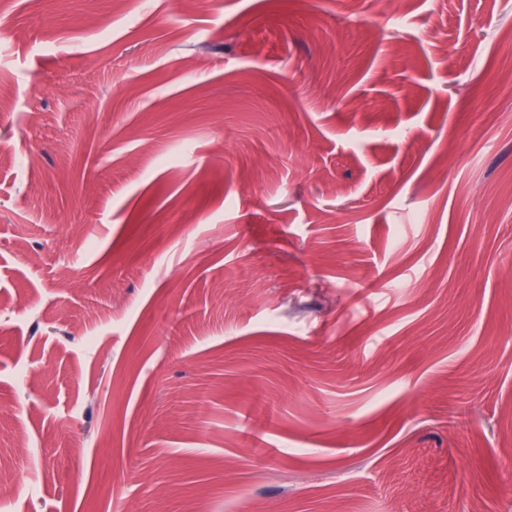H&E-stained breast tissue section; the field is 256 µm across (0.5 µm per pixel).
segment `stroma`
Instances as JSON below:
<instances>
[{"mask_svg": "<svg viewBox=\"0 0 512 512\" xmlns=\"http://www.w3.org/2000/svg\"><path fill=\"white\" fill-rule=\"evenodd\" d=\"M0 512H512V0H0Z\"/></svg>", "mask_w": 512, "mask_h": 512, "instance_id": "obj_1", "label": "stroma"}]
</instances>
